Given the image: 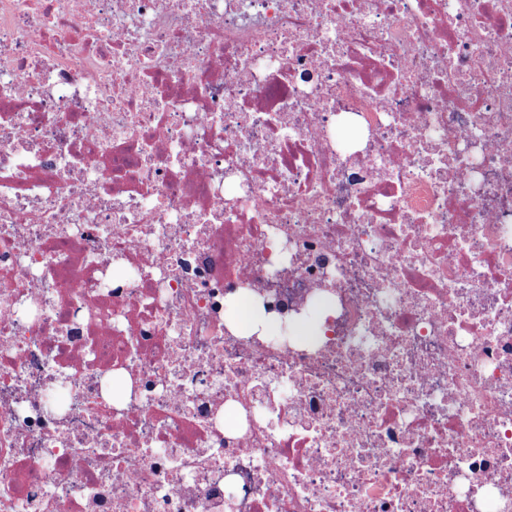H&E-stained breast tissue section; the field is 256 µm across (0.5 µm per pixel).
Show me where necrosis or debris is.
Returning a JSON list of instances; mask_svg holds the SVG:
<instances>
[{
    "label": "necrosis or debris",
    "instance_id": "4bbe7bcc",
    "mask_svg": "<svg viewBox=\"0 0 512 512\" xmlns=\"http://www.w3.org/2000/svg\"><path fill=\"white\" fill-rule=\"evenodd\" d=\"M7 291L0 512H512V0H0ZM229 327L241 336H250L258 330L249 297H240L237 300L236 311L229 322Z\"/></svg>",
    "mask_w": 512,
    "mask_h": 512
}]
</instances>
